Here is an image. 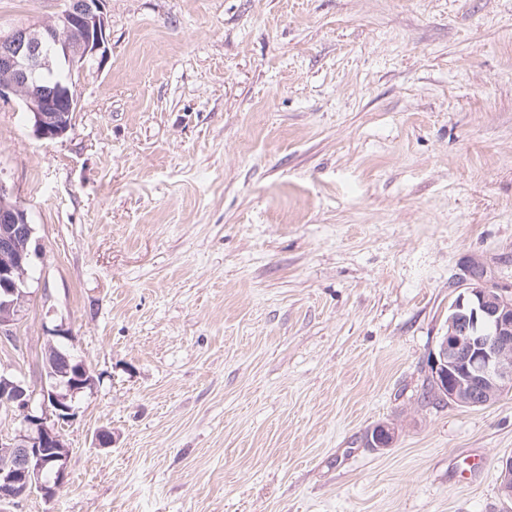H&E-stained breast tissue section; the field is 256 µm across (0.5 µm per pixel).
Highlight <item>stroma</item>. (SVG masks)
<instances>
[{
  "label": "stroma",
  "mask_w": 512,
  "mask_h": 512,
  "mask_svg": "<svg viewBox=\"0 0 512 512\" xmlns=\"http://www.w3.org/2000/svg\"><path fill=\"white\" fill-rule=\"evenodd\" d=\"M105 12L64 136L0 98L39 245L0 369L41 390L62 325L96 379L67 484L13 512H512V395L422 397L472 269L512 294V0Z\"/></svg>",
  "instance_id": "obj_1"
}]
</instances>
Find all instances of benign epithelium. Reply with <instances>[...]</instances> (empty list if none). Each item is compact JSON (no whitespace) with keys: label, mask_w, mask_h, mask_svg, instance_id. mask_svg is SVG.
I'll use <instances>...</instances> for the list:
<instances>
[{"label":"benign epithelium","mask_w":512,"mask_h":512,"mask_svg":"<svg viewBox=\"0 0 512 512\" xmlns=\"http://www.w3.org/2000/svg\"><path fill=\"white\" fill-rule=\"evenodd\" d=\"M105 0H69L53 21L17 26L0 33V97L16 96L31 113L34 133L41 139L64 136L77 111V86L87 67L102 68L108 59ZM66 63L68 83L39 86L42 71ZM34 227L24 209L0 181V334L8 336L28 301V249ZM70 341L67 329L53 330L45 350L49 383L34 394L14 376L0 370V401L16 413L20 427L0 436V512L25 494L54 498L67 481L69 448L63 428L78 415L77 393L95 384L91 371L79 361L81 376L57 381L70 370L71 356L55 342ZM431 376L440 397L450 402L481 406L485 397L512 393V295L486 286L479 278L448 309V328L430 359ZM393 440L386 425L374 428L371 445L387 448ZM500 489L512 500V458L501 461Z\"/></svg>","instance_id":"obj_1"}]
</instances>
